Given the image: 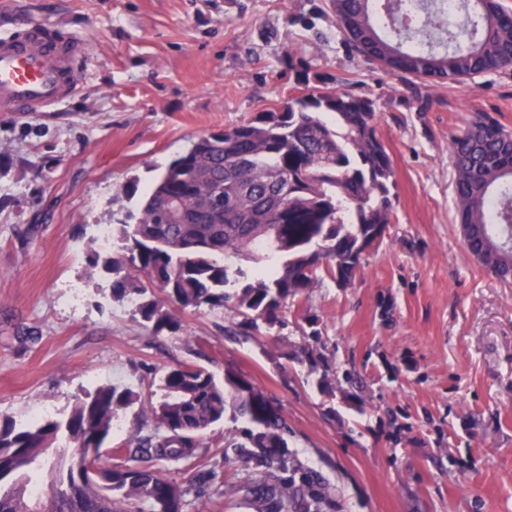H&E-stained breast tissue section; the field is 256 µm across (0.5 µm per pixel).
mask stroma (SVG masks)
Here are the masks:
<instances>
[{
    "label": "stroma",
    "instance_id": "stroma-1",
    "mask_svg": "<svg viewBox=\"0 0 512 512\" xmlns=\"http://www.w3.org/2000/svg\"><path fill=\"white\" fill-rule=\"evenodd\" d=\"M86 43L81 88L50 112H0V414L62 418L119 384L137 398L101 450L151 427L160 376L201 366L261 392L321 512H512V281L464 249L448 143L485 112L512 130V67L442 84L344 42L330 0H0V34L34 22ZM327 85L370 98L393 162L394 218L352 285L323 276L276 323L229 309L155 329L91 269L99 225L136 211L199 136ZM35 331V341L25 340ZM212 429L199 463L143 454L187 488L184 512H257L247 458Z\"/></svg>",
    "mask_w": 512,
    "mask_h": 512
}]
</instances>
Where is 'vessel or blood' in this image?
<instances>
[{"instance_id":"1","label":"vessel or blood","mask_w":512,"mask_h":512,"mask_svg":"<svg viewBox=\"0 0 512 512\" xmlns=\"http://www.w3.org/2000/svg\"><path fill=\"white\" fill-rule=\"evenodd\" d=\"M85 52L84 43L60 41L41 23L0 34V112H44L71 97Z\"/></svg>"}]
</instances>
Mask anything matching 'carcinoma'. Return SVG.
<instances>
[{"mask_svg":"<svg viewBox=\"0 0 512 512\" xmlns=\"http://www.w3.org/2000/svg\"><path fill=\"white\" fill-rule=\"evenodd\" d=\"M332 0L343 40L369 61L371 41L385 53L381 66L420 79L457 81L512 66V9L501 0H463L450 15L430 0V47L416 49L404 35L403 0ZM195 149L173 159L139 201L137 213L113 228L124 241L118 257L91 266L113 275L118 300L145 293L142 280L162 293L137 306L154 327L180 329L168 308H231L270 324L288 301L319 283L318 272L355 277L365 250L380 240L394 211L395 172L375 128L373 102L364 96L306 88L278 112L200 136ZM454 207L463 244L500 279L512 273V131L478 116L451 140ZM288 173V197L274 177ZM186 215L169 221L167 205ZM144 279H139V276ZM151 432L119 452L127 464L100 463V449L134 393L100 385L75 397L69 414L18 424L0 418V512H31L47 482L50 512H183L188 490L134 461L150 454L166 462L203 458L207 433L226 413L243 423L242 441L255 468L246 488L259 512H311L326 488L301 471L284 448L285 422L263 394L232 375L218 380L201 367L177 366L160 378Z\"/></svg>","mask_w":512,"mask_h":512,"instance_id":"cac0c4a2","label":"carcinoma"}]
</instances>
